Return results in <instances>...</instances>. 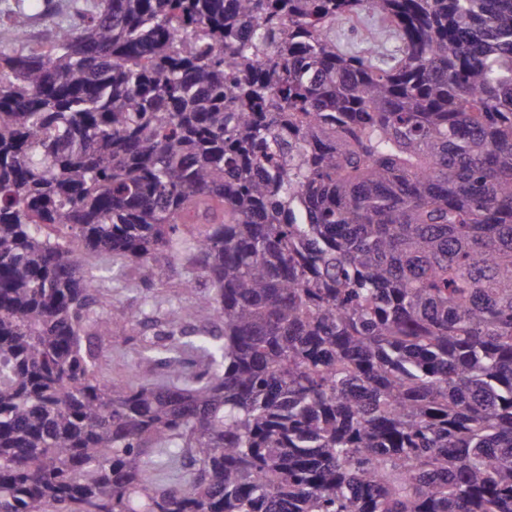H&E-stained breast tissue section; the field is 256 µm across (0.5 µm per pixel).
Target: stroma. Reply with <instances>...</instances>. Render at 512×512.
I'll return each instance as SVG.
<instances>
[{
    "mask_svg": "<svg viewBox=\"0 0 512 512\" xmlns=\"http://www.w3.org/2000/svg\"><path fill=\"white\" fill-rule=\"evenodd\" d=\"M343 33L345 42L361 50L380 44L390 49L396 45L390 36L389 23L369 14L344 26ZM153 265L155 277L152 282L146 283L141 279L138 264L130 259L96 253L86 256L85 270L99 280L103 291L109 295L111 313L139 307L145 300L153 306L149 319L129 325L120 335L102 342L104 375L124 377L133 374L142 383L165 380L166 369L162 364L141 362L142 339L161 334L171 304L185 295L186 281H193L196 294L203 295L210 291V285L200 271L189 270L167 254H158Z\"/></svg>",
    "mask_w": 512,
    "mask_h": 512,
    "instance_id": "1",
    "label": "stroma"
}]
</instances>
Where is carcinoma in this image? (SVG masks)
I'll list each match as a JSON object with an SVG mask.
<instances>
[{
	"label": "carcinoma",
	"mask_w": 512,
	"mask_h": 512,
	"mask_svg": "<svg viewBox=\"0 0 512 512\" xmlns=\"http://www.w3.org/2000/svg\"><path fill=\"white\" fill-rule=\"evenodd\" d=\"M87 252L206 276L201 369L100 373L145 308ZM50 504L512 512V0H98L0 47V512ZM390 29L387 21L370 14H364L359 20L346 24L341 34L344 33L345 43L348 42L361 50L380 45L382 42L388 49H394L397 44L394 38L390 37Z\"/></svg>",
	"instance_id": "carcinoma-1"
}]
</instances>
